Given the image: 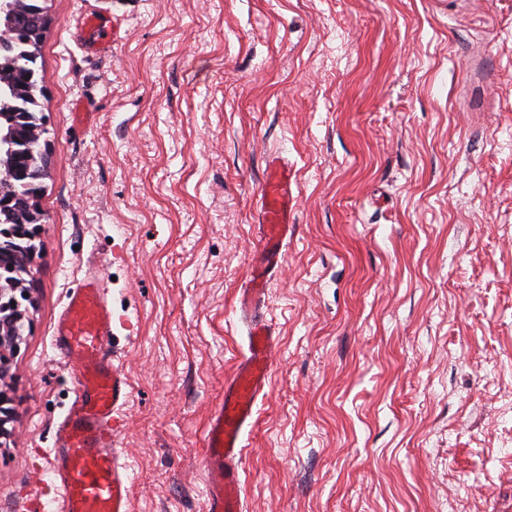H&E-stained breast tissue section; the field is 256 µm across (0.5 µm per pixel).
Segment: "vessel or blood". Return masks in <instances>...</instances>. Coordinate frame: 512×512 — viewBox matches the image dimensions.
Masks as SVG:
<instances>
[{"label": "vessel or blood", "mask_w": 512, "mask_h": 512, "mask_svg": "<svg viewBox=\"0 0 512 512\" xmlns=\"http://www.w3.org/2000/svg\"><path fill=\"white\" fill-rule=\"evenodd\" d=\"M291 171L281 155L266 159L257 203L264 228L257 259L238 299L250 316L247 351L224 386V400L205 429V512H243L242 436L264 396L277 341L262 307L268 281L284 260ZM112 312L98 277L86 278L70 295L56 325L60 356L75 369V398L57 426L58 448L47 472L61 495V512H131V479L112 440V422L130 396V384L108 351Z\"/></svg>", "instance_id": "vessel-or-blood-1"}]
</instances>
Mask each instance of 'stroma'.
Returning <instances> with one entry per match:
<instances>
[{
	"mask_svg": "<svg viewBox=\"0 0 512 512\" xmlns=\"http://www.w3.org/2000/svg\"><path fill=\"white\" fill-rule=\"evenodd\" d=\"M44 5V222L0 380V512L58 445L74 386L53 324L90 274L132 388L114 435L132 512H204L273 151L294 231L244 512H512V0Z\"/></svg>",
	"mask_w": 512,
	"mask_h": 512,
	"instance_id": "35a3bbf8",
	"label": "stroma"
}]
</instances>
